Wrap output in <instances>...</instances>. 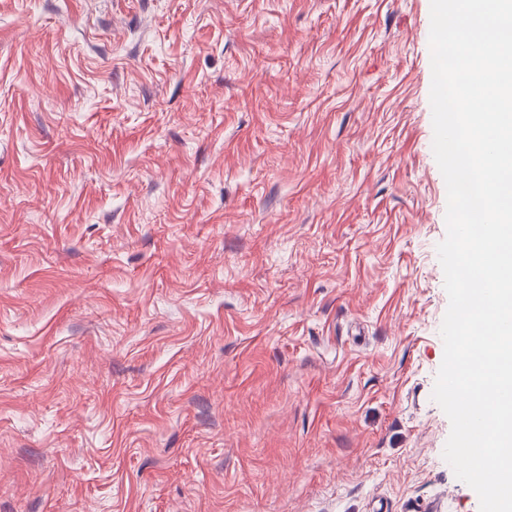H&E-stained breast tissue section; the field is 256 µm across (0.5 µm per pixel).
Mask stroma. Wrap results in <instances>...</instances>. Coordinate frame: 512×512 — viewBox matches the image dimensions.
I'll list each match as a JSON object with an SVG mask.
<instances>
[{
	"label": "stroma",
	"instance_id": "obj_1",
	"mask_svg": "<svg viewBox=\"0 0 512 512\" xmlns=\"http://www.w3.org/2000/svg\"><path fill=\"white\" fill-rule=\"evenodd\" d=\"M430 0H0V512H479Z\"/></svg>",
	"mask_w": 512,
	"mask_h": 512
}]
</instances>
